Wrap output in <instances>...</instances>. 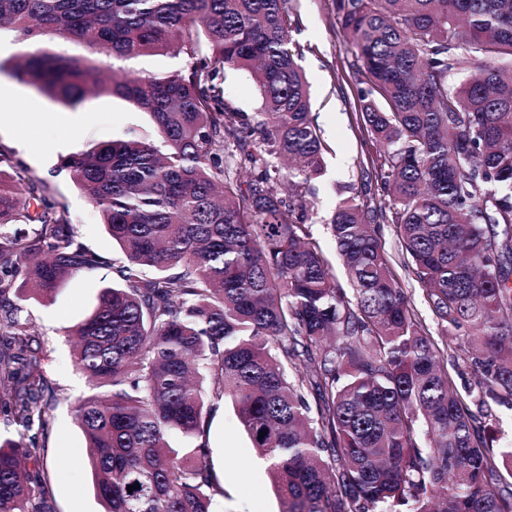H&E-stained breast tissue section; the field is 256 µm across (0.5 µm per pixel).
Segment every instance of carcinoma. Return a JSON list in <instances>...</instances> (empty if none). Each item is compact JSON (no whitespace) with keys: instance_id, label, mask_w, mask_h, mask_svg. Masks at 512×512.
<instances>
[{"instance_id":"carcinoma-1","label":"carcinoma","mask_w":512,"mask_h":512,"mask_svg":"<svg viewBox=\"0 0 512 512\" xmlns=\"http://www.w3.org/2000/svg\"><path fill=\"white\" fill-rule=\"evenodd\" d=\"M286 2L0 0L19 40L92 54L37 50L15 63L19 80L64 104L117 96L152 124L61 164L124 256L68 330L93 390L74 413L98 499L104 512H213L208 428L224 401L281 512H512V450L488 455L485 414L448 375L452 338L485 396L512 406V0H335L386 200L356 192L332 213L347 290L299 193L325 147ZM170 50L187 70L115 65ZM226 67L253 72L250 119L224 98ZM384 224L435 332L393 273ZM97 263L66 207L0 150V414L15 428L0 435V512H46L26 465L44 455L50 387L16 301ZM40 47L43 49L51 50L57 53H62L67 56L88 58L92 57L89 50L81 43L75 41H65L56 37H45L40 41Z\"/></svg>"}]
</instances>
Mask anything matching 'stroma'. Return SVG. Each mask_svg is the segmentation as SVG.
<instances>
[{
  "mask_svg": "<svg viewBox=\"0 0 512 512\" xmlns=\"http://www.w3.org/2000/svg\"><path fill=\"white\" fill-rule=\"evenodd\" d=\"M288 8L292 49L311 85L312 115L327 146L323 175L304 184L302 193L314 212L312 233L335 266L339 260L327 221L348 187L365 181L359 162L367 156L370 135L360 121L356 98L363 74L340 35L333 0H289ZM38 46L72 57L90 55L75 41L46 37L34 46L18 41L10 29L0 30V85L12 91L11 106L0 109V148L9 151L29 177L47 182L51 193L66 205L79 241L100 258L97 266L70 278L52 299L22 304L23 315L34 325L43 350L42 367L54 391L43 436L46 457L39 472L50 491L48 512H101L86 441L72 411L73 402L86 396L89 386L74 365L67 330L94 309L101 287L112 282L122 254L113 247L98 209L60 164L91 144L112 140L130 129H148L149 118L116 96H90L77 106H65L19 82L9 70L11 63ZM223 87L225 99L238 111L248 115L258 111L259 95L248 71L225 69ZM20 112L41 113L43 122L36 127L17 125L15 116ZM382 242L417 313L427 325H434L421 287L405 266L392 225H384ZM448 372L471 408L485 414L491 452L497 455L511 449L512 408L483 400L478 375L454 345L448 349ZM209 441V463L224 489L214 498L215 512H280V499L264 464L231 407H220L212 414Z\"/></svg>",
  "mask_w": 512,
  "mask_h": 512,
  "instance_id": "obj_1",
  "label": "stroma"
}]
</instances>
